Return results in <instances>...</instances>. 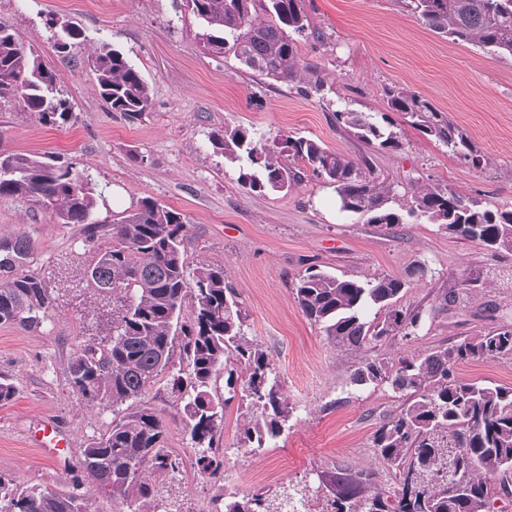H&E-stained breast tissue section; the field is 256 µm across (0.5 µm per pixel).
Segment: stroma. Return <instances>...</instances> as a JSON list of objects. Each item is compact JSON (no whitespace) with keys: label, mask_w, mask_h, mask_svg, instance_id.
<instances>
[{"label":"stroma","mask_w":512,"mask_h":512,"mask_svg":"<svg viewBox=\"0 0 512 512\" xmlns=\"http://www.w3.org/2000/svg\"><path fill=\"white\" fill-rule=\"evenodd\" d=\"M305 7L328 42L301 44L302 64L315 67L364 112L385 111V87L416 91L466 130L486 165L450 158L403 123L397 126L402 149L368 150L337 125L327 101L302 96L290 84H259L233 54L204 53L181 0H0V18L61 74L60 90L73 112L70 123L51 127L18 107L0 108V152L61 155L105 191L98 213L105 228L91 241L82 225L59 223L49 209L0 197V238L29 235L37 246L30 271L56 286V307L40 328L0 324V374L16 388L14 400L0 405V477L24 486L77 489L89 512H126L74 469L84 448L111 429L113 414L105 406H79L70 393L68 362L79 344L97 334V299L90 287L61 288L56 280L64 258L90 263L109 242L106 227L113 216L145 197L185 215L190 264L223 266L247 315L246 333L270 354L293 408L283 433L252 452L238 445L240 413L229 404L219 441L224 473L215 480L203 470L181 421L182 403L172 389L177 367L160 373L145 400L165 422L164 446L180 467L173 478L158 482L157 512H215V498L226 491H320L341 468L374 470L385 485L394 484L371 436L401 400L386 387L351 386L358 353L336 349L291 294L290 281L306 267L358 279L408 278L401 305L420 304L427 313L413 341L378 342L376 354L390 358L512 323V252L488 254L434 224L389 229L364 223L341 212L332 189L309 176L286 193H253L239 184L237 165L213 153L209 136L227 124L252 129L268 142L299 134L354 160H369L377 177L400 186L441 183L512 207V56L448 41L399 0H305ZM51 13L84 31L71 58L55 50L45 24ZM103 41L120 49L152 87L151 107L137 120L111 111L96 90L88 59ZM418 265L425 277L410 279ZM463 277L475 283L465 309L435 308L437 289ZM49 420L69 442L56 463L30 444Z\"/></svg>","instance_id":"1"}]
</instances>
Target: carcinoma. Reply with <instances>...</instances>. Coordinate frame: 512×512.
I'll use <instances>...</instances> for the list:
<instances>
[{
  "label": "carcinoma",
  "mask_w": 512,
  "mask_h": 512,
  "mask_svg": "<svg viewBox=\"0 0 512 512\" xmlns=\"http://www.w3.org/2000/svg\"><path fill=\"white\" fill-rule=\"evenodd\" d=\"M432 31L457 43H471L496 55L512 56V0H400ZM199 23L195 37L204 50L231 52L245 71L262 81L297 84L310 96L333 92L316 69L301 67L298 43L326 36L312 26L304 0H184ZM46 25L56 42L80 43L73 22ZM90 64L103 101L134 121L152 103V88L125 54L100 44ZM61 74L24 44L13 26L0 20V106L20 104L44 125L63 126L72 118L60 91ZM388 112H360L345 103L336 122L370 149L399 150L400 133L388 113L445 147L448 156L479 167L487 163L471 136L419 93L403 87L384 90ZM213 151L239 168L238 181L251 192L282 191L302 180L296 165L330 186L342 212L368 224L390 227L406 216L423 218L451 236L497 253L512 251V208L464 195L449 185H420L404 193L375 176L368 162L356 163L318 139L287 135L279 149L267 147L248 129L224 126L209 138ZM0 196L24 198L49 208L61 224H84L93 231L102 189L88 173L52 154L0 152ZM182 213L152 198L113 220L108 246L89 264L88 285L111 286L95 313L99 338L79 346L68 364L70 392L82 405L108 406L111 430L83 450L76 466L128 512H151L152 479L178 469L164 448V422L144 397L170 364L178 339L187 372L173 378L183 400L185 429L199 462L210 475L224 469L216 436L224 409H243L240 447L265 448L280 436L293 407L282 396L270 355L246 334L241 303L224 282V267L201 263L189 268ZM0 324L40 327L55 307L53 289L27 267L36 251L24 233L1 238ZM406 280L382 275L361 280L309 267L290 283L302 314L338 349L360 351L374 341L417 335L424 321L420 307L398 305ZM472 281L444 288L439 307L466 299ZM191 302L189 321L183 306ZM384 312L368 320L365 309ZM512 361V324H501L453 344L421 354L389 359L363 358L353 369L356 387L386 385L403 402L379 422L372 435L378 458L398 475L396 486L376 482V473L341 468L330 478L319 512H490L500 497H512V387L456 374L469 361ZM225 374L224 394L217 392ZM0 512H88L72 491L20 487L0 477ZM309 490L283 498L256 494L224 496L222 512H299Z\"/></svg>",
  "instance_id": "1"
}]
</instances>
